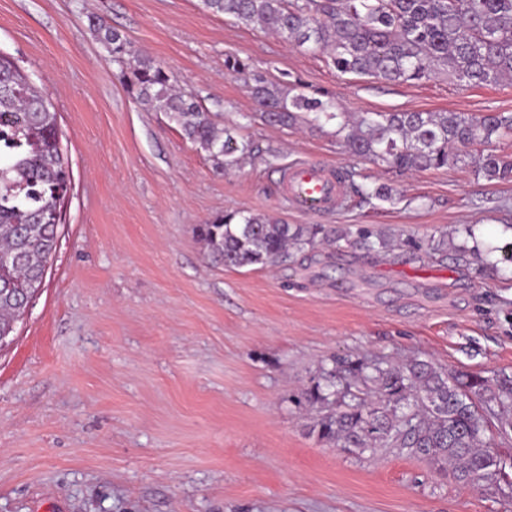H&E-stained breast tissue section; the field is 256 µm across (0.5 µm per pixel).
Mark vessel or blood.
<instances>
[{
    "instance_id": "obj_1",
    "label": "vessel or blood",
    "mask_w": 512,
    "mask_h": 512,
    "mask_svg": "<svg viewBox=\"0 0 512 512\" xmlns=\"http://www.w3.org/2000/svg\"><path fill=\"white\" fill-rule=\"evenodd\" d=\"M344 194L335 171L303 161L287 167L281 181V195L295 208L328 211L337 207Z\"/></svg>"
}]
</instances>
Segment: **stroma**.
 Wrapping results in <instances>:
<instances>
[{
	"instance_id": "stroma-1",
	"label": "stroma",
	"mask_w": 512,
	"mask_h": 512,
	"mask_svg": "<svg viewBox=\"0 0 512 512\" xmlns=\"http://www.w3.org/2000/svg\"><path fill=\"white\" fill-rule=\"evenodd\" d=\"M118 29L255 150L232 170L148 110L92 30ZM0 51L59 111L72 189L43 285L0 348V512H512V484L470 489L425 461L340 448L297 400L333 358L419 357L449 375L512 373V266L459 253L512 242V182L473 167L389 170L335 124L264 122L237 57L341 111L512 113V82L340 74L200 0H0ZM315 159L392 201L302 211L280 174ZM347 232L272 266L230 268L197 235L232 211ZM366 226L391 250L359 241ZM454 249L433 254L443 236Z\"/></svg>"
}]
</instances>
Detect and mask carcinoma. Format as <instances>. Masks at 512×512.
Returning a JSON list of instances; mask_svg holds the SVG:
<instances>
[{
	"instance_id": "carcinoma-1",
	"label": "carcinoma",
	"mask_w": 512,
	"mask_h": 512,
	"mask_svg": "<svg viewBox=\"0 0 512 512\" xmlns=\"http://www.w3.org/2000/svg\"><path fill=\"white\" fill-rule=\"evenodd\" d=\"M203 9L271 31L342 74L386 83L429 80L444 72L469 87L512 80V0H202ZM93 30L119 66L129 65L127 87L155 112H164L184 138L216 165L230 169L252 147L218 127L197 97L178 90L153 57L101 19ZM229 73L251 82L261 118L273 125L320 127L337 121L348 152L397 170L466 164L464 148L512 137V113L480 118L461 112H362L351 118L326 92L250 72L239 58ZM487 181L512 182V156L493 152L474 160ZM72 175L64 157L58 110L43 88L0 53V336L9 338L40 288L56 252L58 226ZM364 244L378 252L389 240L371 230ZM201 240L227 267L273 265L289 250L321 239L339 241L322 224L292 226L270 215L239 211L201 225ZM307 402L319 407L312 431L326 442L361 453L393 448L438 467L451 465L466 486L480 487L509 461L484 440L494 419L512 432V377L453 378L417 357L401 365L335 358Z\"/></svg>"
}]
</instances>
